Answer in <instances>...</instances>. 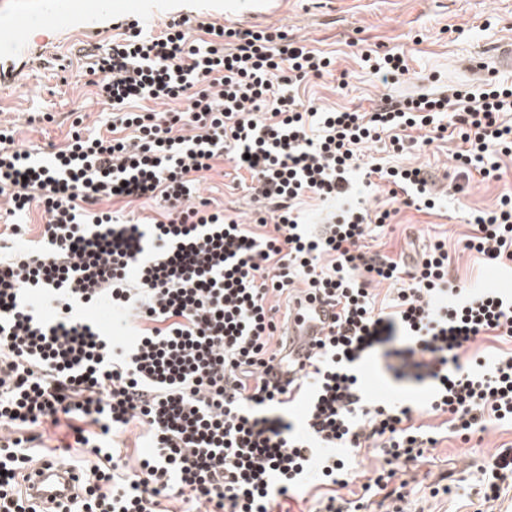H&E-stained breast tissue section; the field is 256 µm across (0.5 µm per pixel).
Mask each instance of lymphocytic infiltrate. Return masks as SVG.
Wrapping results in <instances>:
<instances>
[{
  "instance_id": "1",
  "label": "lymphocytic infiltrate",
  "mask_w": 512,
  "mask_h": 512,
  "mask_svg": "<svg viewBox=\"0 0 512 512\" xmlns=\"http://www.w3.org/2000/svg\"><path fill=\"white\" fill-rule=\"evenodd\" d=\"M98 45L92 74L112 108L105 132L75 119L48 163L0 129V196L12 219L0 240V512H37L19 489L35 435L23 426L67 425L95 458L81 470L80 496L63 512H163L166 500L201 512H283L306 477L323 492L315 512H404L397 474L436 448L424 419L446 417L469 442L488 419L512 420V352L488 362L479 337L512 340V299L473 288L460 304L448 279L451 258L436 241L414 265L368 254L371 227L390 212L342 208L313 230L295 202L334 201L358 171L394 185L403 205L433 207L432 175L366 160V144L431 128L459 135L462 173L502 175L512 152V86L416 96L385 92L371 110L319 109L294 90L331 73L332 61L276 29L227 28L185 14L161 31L139 21ZM188 100L187 110L174 109ZM138 102L153 110L130 111ZM250 175L262 202L252 223L212 209L199 185L221 160ZM153 199L162 218L142 229L104 201ZM41 204L49 217L37 245L16 215ZM464 247L490 264L512 260V198L471 216ZM392 297L377 306L374 285ZM320 294L336 320L296 378L279 380L270 349L276 298ZM132 318L138 334L118 343L82 321L88 306ZM396 394L371 398L365 366ZM424 389V405L401 395ZM305 403L302 423L293 409ZM142 429L148 451L115 457L112 438ZM381 444L356 499L357 479L342 448Z\"/></svg>"
}]
</instances>
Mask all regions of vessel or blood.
I'll return each instance as SVG.
<instances>
[{"label":"vessel or blood","instance_id":"b4317fda","mask_svg":"<svg viewBox=\"0 0 512 512\" xmlns=\"http://www.w3.org/2000/svg\"><path fill=\"white\" fill-rule=\"evenodd\" d=\"M469 67L476 72L495 70L512 74V40L497 46L490 58H477ZM336 314L328 303L309 297L296 300L288 317V357L301 362L311 352L317 338L328 332ZM26 491L44 512H55L57 505L70 502L80 493L75 470L47 460L32 471Z\"/></svg>","mask_w":512,"mask_h":512}]
</instances>
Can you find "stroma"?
Instances as JSON below:
<instances>
[{
	"label": "stroma",
	"mask_w": 512,
	"mask_h": 512,
	"mask_svg": "<svg viewBox=\"0 0 512 512\" xmlns=\"http://www.w3.org/2000/svg\"><path fill=\"white\" fill-rule=\"evenodd\" d=\"M91 0H0V25L9 24L17 37L0 56L18 58L12 81L0 85V122L13 123L15 144L48 152L63 143L70 130L66 116H83L93 131L105 128L110 108L105 104L98 76L87 68L80 52L109 42L115 24L147 16L162 23L180 11L205 14L217 23L240 28L275 27L289 38L333 56L336 76L314 78L299 88L303 101L319 108L370 109L382 88L362 57L375 50L404 53L409 73L395 90L401 95L443 91L459 85L479 87L484 77L467 70V63L483 48L512 38V0H118L112 11L100 13L94 25L81 22ZM69 16L67 26L51 23L49 9ZM56 122L44 121V114ZM402 153L383 144L366 145L364 152L386 166L422 167L435 180V206H395L387 186L368 185L363 173L352 177V190L338 204L304 198L299 206L304 222H322L335 206L362 203L373 211L395 209L387 230H373L371 251L412 259L437 240L448 244L449 278L453 284L496 288L512 293V261L487 264L476 252L464 250L471 235L470 215L492 208L512 196V155L501 159L498 180L459 177L452 160L461 141L457 136L430 144L412 131ZM246 172L229 162L218 163L200 187L202 196L223 203L229 213L249 221L259 204L241 186ZM440 442L427 459L407 469V512H512V486L484 501L486 472L496 449H512V423H502L480 437L461 443L447 427L438 430ZM446 473L451 491L432 495L439 473Z\"/></svg>",
	"instance_id": "1"
}]
</instances>
